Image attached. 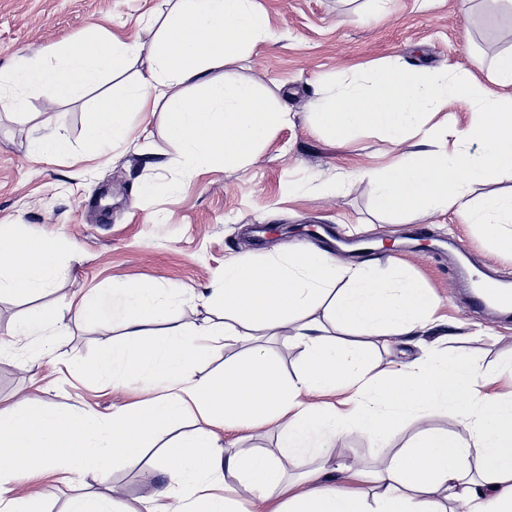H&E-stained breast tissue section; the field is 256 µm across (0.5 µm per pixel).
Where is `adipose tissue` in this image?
<instances>
[{
    "instance_id": "adipose-tissue-1",
    "label": "adipose tissue",
    "mask_w": 512,
    "mask_h": 512,
    "mask_svg": "<svg viewBox=\"0 0 512 512\" xmlns=\"http://www.w3.org/2000/svg\"><path fill=\"white\" fill-rule=\"evenodd\" d=\"M155 17L162 25L150 49L114 36L87 39L59 48L53 63L17 67L10 79L56 103L81 97L149 52L147 72L122 93L100 100L86 141L107 154L124 141L128 115L151 99L167 112L169 138L182 149L187 167H243L270 130L287 123L288 111L252 84L211 72L267 36L266 14L254 0H178ZM494 72L496 86L490 89L465 70L413 69L395 61L353 73L342 90L321 102L318 119L342 142L366 128L396 143L416 139V151L371 172L380 211L405 216L452 207L465 223L480 225L511 249L512 232L503 227L512 223V194L473 195L475 187L512 174V96L497 92L512 86V50L496 58ZM186 82L193 83L195 96L176 92ZM449 103L467 107L475 118L456 133L452 151L435 150L423 117ZM67 248L60 238L33 242L0 229V294L28 296L51 287ZM208 300L224 310L227 322L189 332L165 327L167 296L149 284L80 300L77 318L109 314L124 330L123 341L99 357L93 374L111 376L117 386L159 385L163 391L149 405L113 413L107 429L81 411L56 414L35 402L0 408V512H36L32 501L13 497L14 485L58 462L81 478L103 480L112 456H136L192 410L212 428L168 444L166 465L150 473L155 489L144 512H236L234 486L222 482L227 474L259 503L279 498L278 512H446L442 500L463 498L473 501L474 512H512V401L482 396L477 371L456 356L372 371L362 337L410 338L435 328L437 301L419 281L399 270L381 275L369 264L341 266L318 249L296 248L261 263L230 261ZM321 303L347 340L306 322L307 312ZM293 321L301 327L290 342L302 354L294 377L283 378L256 346L246 360L226 364L222 377L192 380L190 362L209 357L217 340L238 343L244 339L241 327L278 330ZM339 388L350 393L348 410L319 409L302 399L306 392ZM424 408L454 411L469 442L445 432L415 435L380 464L370 498L337 487L329 470L304 472L308 491L289 495L273 457L224 448L216 434L277 420L281 447L302 462L349 431L387 447L392 420ZM470 456L480 469L478 479L468 482L461 462Z\"/></svg>"
}]
</instances>
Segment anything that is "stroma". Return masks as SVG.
I'll return each mask as SVG.
<instances>
[{"instance_id": "obj_1", "label": "stroma", "mask_w": 512, "mask_h": 512, "mask_svg": "<svg viewBox=\"0 0 512 512\" xmlns=\"http://www.w3.org/2000/svg\"><path fill=\"white\" fill-rule=\"evenodd\" d=\"M269 19V36L241 59L214 69V77L243 78L290 112L288 125L273 128L242 169L202 164L185 177L180 148L167 136L161 105L148 104L131 118L126 145L96 156L84 131L103 95L133 83L147 61L138 58L122 74L84 97L46 109L40 92L8 88L0 93V225H16L37 241L69 240L59 260L61 275L43 293L0 295V407L36 401L60 411L88 412L100 421L113 412L155 397L151 388L115 389L111 379L88 373L98 355L120 341L111 317L74 318L77 303L101 290L151 281L168 289V326L191 330L224 320L199 292L217 286L225 263L261 261L303 237L309 226L329 225L339 239L366 238L372 251L337 253L347 265L374 263L385 273L401 269L437 297L446 336L428 333L403 344L371 337L370 356L382 371L428 353L451 352L488 378L486 393L512 395V378L501 369L512 361V323L471 314L461 298L465 286L459 257L482 273L512 281V249L489 240L479 225L463 223L455 209L413 214L397 222L382 216L366 169L392 162L411 143L396 146L371 129L341 146L315 123L317 101L346 83L353 67L373 68L393 57L416 68L469 70L490 85L493 60L512 48V6L504 0H254ZM159 0H0V73L23 61H51L54 48L86 39L92 30L150 42L151 16ZM71 143L69 157L34 151L45 125ZM159 184L145 195L144 184ZM268 226L263 244L251 241L253 225ZM430 238L432 250L420 249ZM49 309L65 328L48 336H17L29 312ZM269 357L288 376L300 370L299 349L285 332L258 331ZM422 431L445 432L461 442L470 436L452 412L422 409L397 418L390 449L398 451ZM228 448L260 449L279 459L288 480L302 469L347 466L359 471L348 488L372 491L366 473L376 469L380 449L357 434L333 439L319 455L297 467L279 446V427L267 422L251 431L221 430ZM159 461L151 446L136 459L112 464L105 479L82 481L51 470L18 482L16 495L38 502L43 512H67L72 498L92 493L112 501L115 512H135L151 494L147 474Z\"/></svg>"}]
</instances>
